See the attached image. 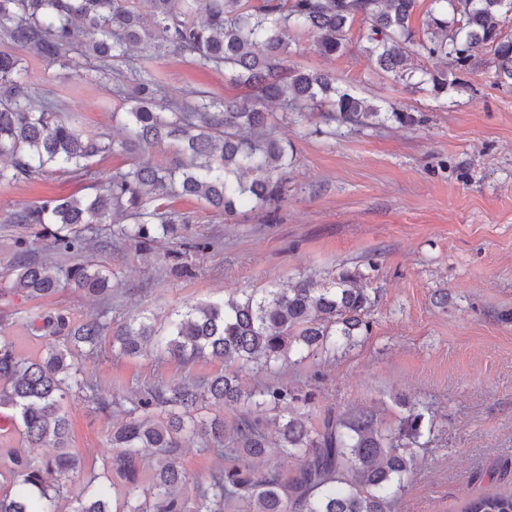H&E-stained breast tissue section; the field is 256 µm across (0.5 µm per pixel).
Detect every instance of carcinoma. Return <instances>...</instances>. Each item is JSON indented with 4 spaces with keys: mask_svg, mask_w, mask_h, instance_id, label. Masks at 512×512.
Segmentation results:
<instances>
[{
    "mask_svg": "<svg viewBox=\"0 0 512 512\" xmlns=\"http://www.w3.org/2000/svg\"><path fill=\"white\" fill-rule=\"evenodd\" d=\"M149 2L145 17L132 0H0V158L8 160L0 166V183L47 172L92 176L95 158L134 155L128 169L113 173L92 196L51 198L3 216L6 224L55 226L50 246L59 254L79 258L92 243L111 246L108 239L88 235L93 224L111 225L110 235L137 247L164 239L174 225L189 223L172 208L186 196L227 218L245 205L263 210L274 204L290 162L288 148L268 132L272 104L301 119L317 109L328 126L413 121L401 109L381 111L328 73L289 67L295 30L311 33L321 53L334 55L345 49L347 32L359 18L368 24L366 52L376 68L436 97L462 83L475 54L487 48L497 83L512 87V33L506 31L512 0H431L426 38L420 41L411 26L417 0ZM151 42L202 68L224 71L251 93L222 101L195 88L166 101L147 59L130 56ZM19 50L61 69L78 66L81 58L103 67L125 64L127 73L113 89L125 137L86 135L75 119L62 118L54 101L29 80ZM419 56L440 58L444 66L426 69L415 62ZM163 144L175 155L167 167L149 158V151ZM15 248L12 293L32 300L67 286L95 297L109 292V278L90 262L73 264L63 282L51 265L33 256L26 237H17ZM369 304L356 274L340 268L329 277H307L259 297L190 306L177 314L166 336L155 335L144 320L118 325L112 350L122 355L137 356L152 340L178 360L210 356L224 363V372L202 382L140 390L126 421L109 437L112 452L102 457L107 482L90 475L70 512H224L235 498L247 503L245 512H397L423 414L412 410L397 426L383 429L376 410L351 408L325 414L314 428L304 419L313 394L284 383L247 390L239 381V371L250 366L273 372L287 359L301 363L355 348L369 329ZM30 327L53 338L35 358L0 340V408L12 411L25 447L0 448V512H60L66 480L83 467L71 449L70 422L60 401L76 388L89 394L98 410L111 406L96 396L93 382L73 362L78 352L98 351L110 323L95 318L73 325L56 313L34 317ZM224 402L242 407L233 428L220 418L198 415ZM269 409L279 411L271 422ZM271 425L277 446L298 461L287 481L257 473ZM194 438L232 462L212 471L193 494L183 495L187 475L179 450ZM43 447L54 454L28 452ZM144 450L156 458V468L140 499L131 490L139 482ZM114 472L128 491L112 486ZM461 512H512V493L483 492L469 498Z\"/></svg>",
    "mask_w": 512,
    "mask_h": 512,
    "instance_id": "carcinoma-1",
    "label": "carcinoma"
}]
</instances>
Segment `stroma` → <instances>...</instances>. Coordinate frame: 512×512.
Wrapping results in <instances>:
<instances>
[{
	"instance_id": "35a3bbf8",
	"label": "stroma",
	"mask_w": 512,
	"mask_h": 512,
	"mask_svg": "<svg viewBox=\"0 0 512 512\" xmlns=\"http://www.w3.org/2000/svg\"><path fill=\"white\" fill-rule=\"evenodd\" d=\"M366 29L354 22L346 48L329 56L318 52L312 34L293 32L291 62L330 72L376 104L407 109L414 122L329 136L316 133L318 116L294 124L273 112L275 135L293 162L271 212L242 207L227 220L197 199L181 198L175 207L190 221L178 225L173 239L145 249L118 238L109 249L88 248L84 259L110 274L106 302L73 288L38 300L9 293L14 242L25 232L0 223V311L10 314L0 336L23 355L36 354L46 340L27 325L46 312L75 324L98 315L114 325L146 317L163 333L187 306L286 288L347 267L372 299L368 335L353 350L285 362L274 374L243 370L242 384L289 383L313 393L315 426L327 412L371 407L390 428L408 406L429 405L425 446L398 512H460L467 498L487 489L512 490V88L495 85L493 56L484 51L466 84L445 96L405 87L374 74L363 52ZM23 57L65 116L76 117L86 133L121 138L111 72L64 70L29 51ZM153 68L170 99L191 88L219 100L247 94L223 73L176 53L156 58ZM129 161L104 155L91 179L47 173L0 184V215L50 197L92 195ZM28 237L39 258L62 270L72 264V257L49 251L45 238ZM193 238L208 239L211 249L190 250ZM75 363L112 403L101 412L76 390L63 402L72 447L95 468L140 388L199 382L222 369L207 358L182 363L151 346L128 357L113 352L108 337L97 354Z\"/></svg>"
}]
</instances>
